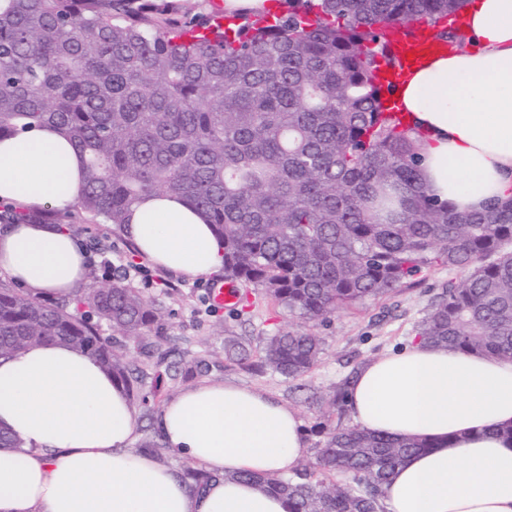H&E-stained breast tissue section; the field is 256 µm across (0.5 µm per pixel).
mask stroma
<instances>
[{"mask_svg":"<svg viewBox=\"0 0 512 512\" xmlns=\"http://www.w3.org/2000/svg\"><path fill=\"white\" fill-rule=\"evenodd\" d=\"M73 236L86 248L102 241L106 248L115 249L120 264L134 263L150 270V280L132 276L130 287L140 289L167 318L163 332L170 336L167 364L181 358L206 363L203 377L214 381H232L244 387L279 398L297 412L306 431L309 446H316L318 436L312 426L331 416L334 424L346 428L349 414L332 415L326 396L342 383L352 371L373 358L394 352L415 338L418 323L428 313L438 293L447 285L452 274L447 268H434L382 299H368L355 307L342 310L326 324L306 322L285 309H273L260 292L249 295L245 314L234 317L231 311L214 309L207 296L209 277H185L153 266L142 256H131V241L121 233L112 232L110 225L86 223L77 212L63 215ZM307 329L321 336L323 354L319 363L301 381L294 382L273 372L259 374L237 364L224 362L226 331L240 336L251 353H258L262 336L277 329Z\"/></svg>","mask_w":512,"mask_h":512,"instance_id":"35a3bbf8","label":"stroma"}]
</instances>
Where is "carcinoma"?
I'll list each match as a JSON object with an SVG mask.
<instances>
[{"label": "carcinoma", "instance_id": "carcinoma-1", "mask_svg": "<svg viewBox=\"0 0 512 512\" xmlns=\"http://www.w3.org/2000/svg\"><path fill=\"white\" fill-rule=\"evenodd\" d=\"M466 0H275L258 14L179 15L169 0H0V136L53 127L83 160L77 208L120 230L148 196L188 200L224 242V279L292 314L327 323L427 269L464 272L416 327L435 347L512 360V200L486 212L433 201L419 172L425 133L384 104L392 36L440 28ZM53 224V212L0 205V224ZM44 302L0 285V359L57 342L112 373L132 405L145 373L99 332L127 340L166 314L121 278ZM322 340L279 330L254 367L289 381L320 360ZM224 359L245 362L237 336ZM315 461L291 473L231 479L285 496L289 512H378L383 485L419 439L328 423ZM340 473L349 479L339 483ZM194 489L214 475L187 469Z\"/></svg>", "mask_w": 512, "mask_h": 512}]
</instances>
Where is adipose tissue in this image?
<instances>
[{"label": "adipose tissue", "mask_w": 512, "mask_h": 512, "mask_svg": "<svg viewBox=\"0 0 512 512\" xmlns=\"http://www.w3.org/2000/svg\"><path fill=\"white\" fill-rule=\"evenodd\" d=\"M468 44L422 56L395 83L392 104L427 135L420 175L434 200L481 211L512 198V0H469L457 15ZM82 160L53 128L0 140V201L70 212ZM126 237L155 265L197 277L218 271L224 245L179 198L130 209ZM86 249L54 224L0 226V273L32 295L74 296ZM354 427L426 440L384 486L383 512H512V361L415 342L366 363L348 389ZM187 464L217 474L200 492L137 453L138 423L99 361L59 343L0 359V512H289L287 500L239 474L297 468L309 449L301 420L275 396L200 382L158 415Z\"/></svg>", "instance_id": "ef3b65f1"}]
</instances>
